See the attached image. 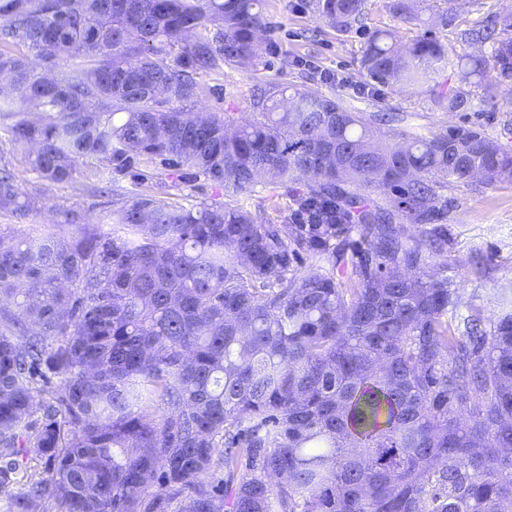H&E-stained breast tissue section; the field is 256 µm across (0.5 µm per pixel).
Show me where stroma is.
Returning a JSON list of instances; mask_svg holds the SVG:
<instances>
[{
	"instance_id": "obj_1",
	"label": "stroma",
	"mask_w": 512,
	"mask_h": 512,
	"mask_svg": "<svg viewBox=\"0 0 512 512\" xmlns=\"http://www.w3.org/2000/svg\"><path fill=\"white\" fill-rule=\"evenodd\" d=\"M386 3L367 0L364 26L339 32L317 19L307 0H268L270 29L262 37L264 52L257 70L228 67L223 73L202 76L206 89L203 105L238 113L247 120L252 116L257 89L295 85L335 97L354 112L402 113L407 117L406 127L423 134L452 126H476L512 149L510 92H500L490 103L474 98L471 109L464 112H446L420 90L372 88L358 63L369 31L408 30L388 11ZM508 14H512V0H464L457 18L446 26L434 23L432 33L453 43L459 52L486 55L490 43L471 41L469 30ZM16 171L23 188L38 199V209L29 219L35 229L70 238L71 228L57 222L58 212L64 210L79 211L95 223H109L111 199L98 196L82 177L50 184L38 180L24 165H17ZM441 194L448 200V212L430 228L446 231L448 254L430 259L428 265L456 288L460 297L456 319L476 312L492 318L499 310L498 298L512 293V185L489 187L472 179L448 183Z\"/></svg>"
}]
</instances>
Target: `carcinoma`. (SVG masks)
I'll return each instance as SVG.
<instances>
[{"label":"carcinoma","instance_id":"carcinoma-1","mask_svg":"<svg viewBox=\"0 0 512 512\" xmlns=\"http://www.w3.org/2000/svg\"><path fill=\"white\" fill-rule=\"evenodd\" d=\"M365 4L310 0L344 32ZM415 4L390 9L427 25ZM266 29L264 0H0V120L39 180L117 196L160 164L294 202L262 224L137 193L106 232L66 210L69 241L0 234V512H512V300L453 325L425 271L448 237L408 231L474 170L511 184L512 150L472 127L387 136L296 87L245 122L198 107L201 75L258 67ZM495 29L487 56L375 29L360 69L464 111L512 82V15ZM33 210L1 162L0 213Z\"/></svg>","mask_w":512,"mask_h":512}]
</instances>
